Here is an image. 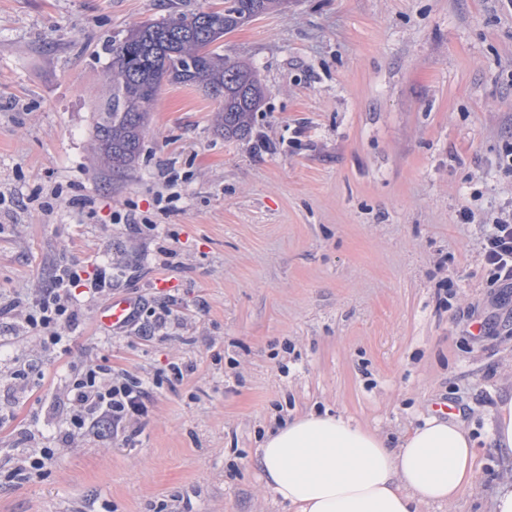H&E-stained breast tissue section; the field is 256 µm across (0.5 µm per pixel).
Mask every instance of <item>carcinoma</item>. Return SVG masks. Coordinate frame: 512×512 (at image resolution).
<instances>
[{"label": "carcinoma", "instance_id": "carcinoma-1", "mask_svg": "<svg viewBox=\"0 0 512 512\" xmlns=\"http://www.w3.org/2000/svg\"><path fill=\"white\" fill-rule=\"evenodd\" d=\"M286 7L288 0H224L219 9L136 23L112 39L109 97L94 127L104 163L126 168L139 157L164 84L203 91L218 103L217 125L224 137L249 136L264 89L256 70L224 59L219 41L251 17Z\"/></svg>", "mask_w": 512, "mask_h": 512}]
</instances>
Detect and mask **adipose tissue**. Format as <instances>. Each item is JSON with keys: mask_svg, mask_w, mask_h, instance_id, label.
Masks as SVG:
<instances>
[{"mask_svg": "<svg viewBox=\"0 0 512 512\" xmlns=\"http://www.w3.org/2000/svg\"><path fill=\"white\" fill-rule=\"evenodd\" d=\"M474 442L455 418H426L390 447L340 416L310 412L263 439L266 489L292 512H422L472 486Z\"/></svg>", "mask_w": 512, "mask_h": 512, "instance_id": "obj_1", "label": "adipose tissue"}]
</instances>
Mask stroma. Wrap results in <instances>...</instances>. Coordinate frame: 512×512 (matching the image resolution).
I'll list each match as a JSON object with an SVG mask.
<instances>
[{"mask_svg":"<svg viewBox=\"0 0 512 512\" xmlns=\"http://www.w3.org/2000/svg\"><path fill=\"white\" fill-rule=\"evenodd\" d=\"M223 4L0 0V300L112 263L66 349L0 321V512H287L255 463L266 432L327 410L395 447L443 403L477 439V479L426 512H491L512 488L490 443L512 391V284L491 282L480 243L512 210V0H288L221 42L265 87L249 137L166 85L139 159L104 166L107 44ZM55 188L67 203L44 215L31 198ZM115 293L145 323L171 309L156 338L98 326ZM31 362L36 389L15 377ZM91 362L157 380L149 412L129 436L57 442ZM45 447L55 465L11 479Z\"/></svg>","mask_w":512,"mask_h":512,"instance_id":"35a3bbf8","label":"stroma"}]
</instances>
